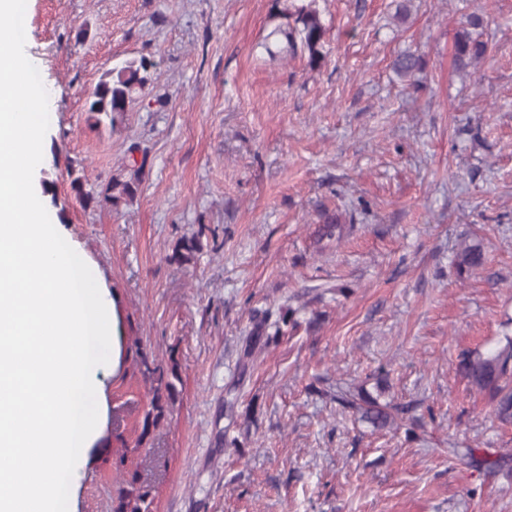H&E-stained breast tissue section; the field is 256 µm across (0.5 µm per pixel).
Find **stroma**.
Wrapping results in <instances>:
<instances>
[{
  "mask_svg": "<svg viewBox=\"0 0 512 512\" xmlns=\"http://www.w3.org/2000/svg\"><path fill=\"white\" fill-rule=\"evenodd\" d=\"M283 4L29 2L54 116L45 198L101 268L125 343L180 376L139 446L150 385L131 361L104 373L112 448L82 472L77 512H110L114 453L151 485L152 512H512V469L448 454L512 449L457 370L461 351L512 336V0H317L316 66L269 57ZM473 12L488 55L462 71ZM405 52L420 59L406 77ZM142 57L144 94L96 123L89 92ZM116 178L135 179L133 198L106 201ZM332 215L337 241L320 236ZM468 237L485 260L461 275ZM190 239L194 259L172 261ZM377 371L410 409L398 428L331 396L374 390Z\"/></svg>",
  "mask_w": 512,
  "mask_h": 512,
  "instance_id": "35a3bbf8",
  "label": "stroma"
}]
</instances>
